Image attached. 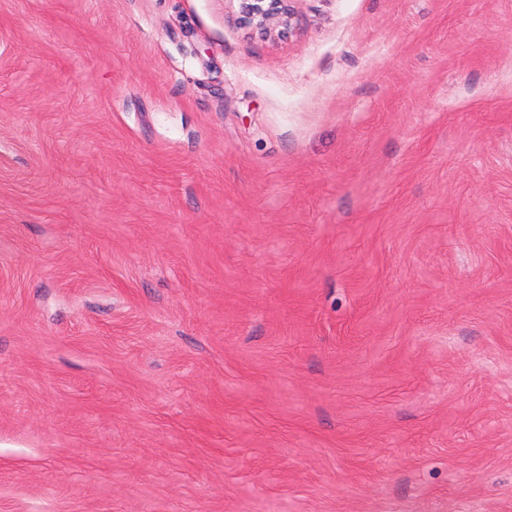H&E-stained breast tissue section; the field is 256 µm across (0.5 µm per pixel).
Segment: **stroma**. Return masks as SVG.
<instances>
[{
	"label": "stroma",
	"instance_id": "stroma-1",
	"mask_svg": "<svg viewBox=\"0 0 512 512\" xmlns=\"http://www.w3.org/2000/svg\"><path fill=\"white\" fill-rule=\"evenodd\" d=\"M0 0V512H512V0ZM240 21L263 31L266 35L279 36L292 27V13L283 8L285 0H237Z\"/></svg>",
	"mask_w": 512,
	"mask_h": 512
}]
</instances>
